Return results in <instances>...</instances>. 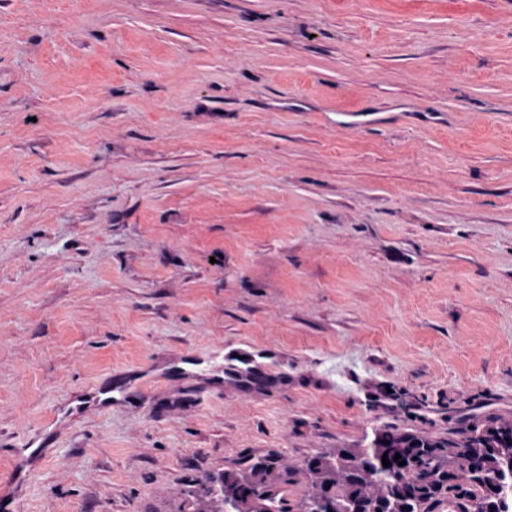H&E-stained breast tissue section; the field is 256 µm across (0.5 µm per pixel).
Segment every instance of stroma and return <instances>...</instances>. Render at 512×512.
Listing matches in <instances>:
<instances>
[{"mask_svg": "<svg viewBox=\"0 0 512 512\" xmlns=\"http://www.w3.org/2000/svg\"><path fill=\"white\" fill-rule=\"evenodd\" d=\"M456 410L512 418V0H0L1 506L295 505ZM241 474L225 475L224 480L207 487L206 494L224 502L225 512H291L288 501L273 492L277 485L288 484L295 472L277 457L267 455L242 459Z\"/></svg>", "mask_w": 512, "mask_h": 512, "instance_id": "obj_1", "label": "stroma"}]
</instances>
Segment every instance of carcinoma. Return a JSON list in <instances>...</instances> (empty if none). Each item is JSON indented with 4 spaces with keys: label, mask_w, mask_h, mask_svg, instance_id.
Instances as JSON below:
<instances>
[{
    "label": "carcinoma",
    "mask_w": 512,
    "mask_h": 512,
    "mask_svg": "<svg viewBox=\"0 0 512 512\" xmlns=\"http://www.w3.org/2000/svg\"><path fill=\"white\" fill-rule=\"evenodd\" d=\"M240 465L242 473L207 487L224 512H291L273 487L291 481L292 467L273 455ZM303 470L302 505L315 512H512V419L470 415L442 435L384 426L368 447L330 448Z\"/></svg>",
    "instance_id": "carcinoma-1"
}]
</instances>
